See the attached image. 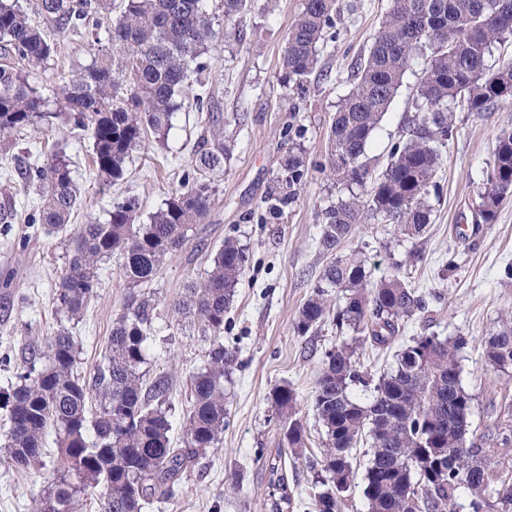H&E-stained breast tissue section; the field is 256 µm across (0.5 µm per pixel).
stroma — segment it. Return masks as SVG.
<instances>
[{"instance_id": "stroma-1", "label": "stroma", "mask_w": 512, "mask_h": 512, "mask_svg": "<svg viewBox=\"0 0 512 512\" xmlns=\"http://www.w3.org/2000/svg\"><path fill=\"white\" fill-rule=\"evenodd\" d=\"M299 3L255 0L242 18L227 24L224 41L203 57L211 100L200 107L182 101L165 142H149L133 153L122 180L105 185L96 179L88 167L90 143L78 137L66 113L53 118L43 133L64 148L79 188L70 229L105 220L112 198L125 192L139 197L140 219L148 221L190 170L201 138L221 133L232 139L207 217L182 249L166 257L160 274L140 288L155 304L145 381H167L170 437L178 445L190 379L204 365L207 343L196 331L177 326L172 305L183 297L188 281L204 276L211 253L225 237L246 245L250 266L224 327V345L237 349L241 362L227 386V425L220 441L184 474L175 496L153 499L143 512H268V472L261 460L279 450L271 400L276 387L288 386L297 395L308 453L319 454L322 446L313 391L325 350L342 335L328 323L314 335L300 337L293 323L330 260L318 239L321 211L335 197L336 186L319 165L328 159L332 117L391 0H340L338 35L320 45L304 93L288 87L281 64L285 35ZM90 60L84 39L62 38L58 60L39 71V84L49 90L58 87ZM421 76V65L407 71L367 148L375 170L384 169L390 145L407 125L409 98ZM292 125L300 127V135H289ZM509 128V107L458 113L457 132L441 150V192L432 202L424 235L410 239L391 224H362L340 248L344 254L365 249L371 280L397 272L430 294V323L423 329L427 334L465 339L458 362L461 384L473 397L469 422L474 438L485 434L496 408L512 399V377L488 364L480 346L482 336L512 317V279L504 276L512 265V198L502 203L493 223L472 222L496 138ZM297 153L309 167L306 185L281 217H270L263 200L282 163ZM34 156L43 164L50 160L27 138L0 158V212L12 215L10 223L0 224V390L14 383L28 349L45 348L57 331L53 293L69 260L67 232L51 234L46 225L30 221L38 196L22 191L17 169ZM128 295L120 261L111 258L102 266L96 297L71 328L83 346L81 374H92L103 363L112 321ZM47 475L44 469L21 472L0 464V512H32Z\"/></svg>"}]
</instances>
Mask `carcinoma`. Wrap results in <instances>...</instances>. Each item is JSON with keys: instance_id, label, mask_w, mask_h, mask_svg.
I'll use <instances>...</instances> for the list:
<instances>
[{"instance_id": "1", "label": "carcinoma", "mask_w": 512, "mask_h": 512, "mask_svg": "<svg viewBox=\"0 0 512 512\" xmlns=\"http://www.w3.org/2000/svg\"><path fill=\"white\" fill-rule=\"evenodd\" d=\"M252 2L219 0L214 7L230 20ZM339 16L338 0H301L283 53L297 88L307 87L319 44L336 37ZM213 19L209 0H0V155L14 149L18 134L41 131L54 115L35 72L57 55V38L72 31L94 53L54 96L86 133L97 177L119 179L146 140H165L178 99L191 94L196 105L204 103L201 58L224 40ZM509 40L512 0H391L360 77L332 118L329 170L340 196L321 211L322 251L335 252L358 224H392L407 238L426 231L428 199L440 197V148L454 134L455 112L512 105V60L489 65L496 45ZM419 62L423 77L409 101L414 115L376 176L367 148L405 73ZM229 152L219 139L199 142L192 172L149 223H135L141 204L128 196L112 202L105 221L81 224L69 238V267L53 294L57 314L69 321L83 315L97 295L101 264L113 256L122 260L130 295L112 322L107 363L91 379L75 372L81 345L62 327L49 338L47 354L17 366L15 384L0 391L10 422L1 463L46 467L47 436L55 435L52 469L33 512H72L75 501L99 486V512H142L157 493L173 497L183 474L224 433L225 384L240 363L221 338L249 265L247 249L225 238L206 277L188 282L173 306L177 321L198 326L209 340L204 368L190 380L181 448L170 438L168 385L143 388L153 305L136 288L157 277L166 256L203 223L216 192L212 176L224 171ZM307 175L303 157L289 156L266 211L282 215ZM19 178L25 189L38 184L41 223L63 230L77 199L68 159L57 153L45 166L29 161ZM509 195L512 130H504L485 172L475 223H493ZM428 312L426 295L399 274L370 281L361 250L334 257L301 305L297 335L329 321L351 333L324 353L317 379L314 410L325 434L320 456L305 454L308 435L294 390L279 386L271 394L285 447L315 475L312 512H339L357 487L352 451L360 444L367 446L362 492L368 512H457L463 497L470 512H512V471L496 461L512 451V401L500 406L485 439L469 438L473 397L460 382L462 339L421 333L396 355L395 367L381 373L360 362L365 346L389 347L401 322L426 328ZM481 346L495 369L512 368V320L481 338ZM268 470L270 512H285L291 497L282 454L268 461Z\"/></svg>"}]
</instances>
